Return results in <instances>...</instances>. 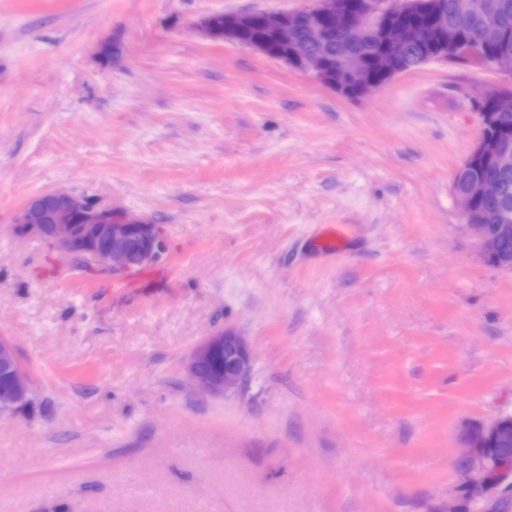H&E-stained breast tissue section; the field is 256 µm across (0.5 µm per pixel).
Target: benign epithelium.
Listing matches in <instances>:
<instances>
[{
	"mask_svg": "<svg viewBox=\"0 0 512 512\" xmlns=\"http://www.w3.org/2000/svg\"><path fill=\"white\" fill-rule=\"evenodd\" d=\"M420 5V0H361L357 13H351L346 0H313V5L296 11H262L224 14V30H217L213 16L204 18L197 33L209 40L239 43L242 34L256 19L275 32L282 50L274 51L263 44L251 48L267 58L312 75L320 84L340 95L366 98L380 87L372 82L366 65L356 53H346L336 68L326 66L324 54L306 51L293 41L297 21L306 24L310 38L324 42V26L331 22L352 34L370 33L389 48L380 55L376 67L390 81L405 73L395 53L411 34L397 22L401 15ZM459 12L476 10L486 38L502 41V15L499 0H459ZM430 49L429 62H458L463 58L485 64L482 53L463 44L456 30L437 27L424 39ZM489 67L507 76L495 86V103L499 110H512V49L502 46L490 60ZM482 133L461 163L481 161L498 168L512 167V139L488 133L494 119L489 112L479 113ZM451 192L461 206L462 218L471 216L473 202L496 197L499 185L491 179L474 177L461 185L452 181ZM14 223L44 242L56 252L80 261L91 259L98 269L119 274L135 266H152L161 262L168 251L161 225L144 217L135 218L121 210L104 209L88 199L55 190L32 196L14 219ZM475 234L480 252L495 260V267L512 271V255L502 250L504 240L512 237V213L502 212L496 224H467ZM0 361L13 367L9 383L0 386V414L11 412L29 399L31 388L24 370L18 364L15 348L8 340L0 341ZM252 371V353L247 340L233 328H223L206 337L184 362V372L195 388L210 397H224L239 392ZM499 420L487 425H468L459 432L463 452L456 460L461 477L460 488L448 498L446 512H469L473 503L487 504L495 497H512V448L500 449L494 457L489 453L488 439L498 432Z\"/></svg>",
	"mask_w": 512,
	"mask_h": 512,
	"instance_id": "obj_1",
	"label": "benign epithelium"
}]
</instances>
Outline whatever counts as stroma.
<instances>
[{
    "mask_svg": "<svg viewBox=\"0 0 512 512\" xmlns=\"http://www.w3.org/2000/svg\"><path fill=\"white\" fill-rule=\"evenodd\" d=\"M308 4L0 0V336L31 387L0 512H442L459 429L512 414V273L451 193L504 76L430 63L352 100L196 32ZM51 190L160 224L167 259L73 268L14 222ZM225 327L253 369L209 398L183 362Z\"/></svg>",
    "mask_w": 512,
    "mask_h": 512,
    "instance_id": "obj_1",
    "label": "stroma"
}]
</instances>
